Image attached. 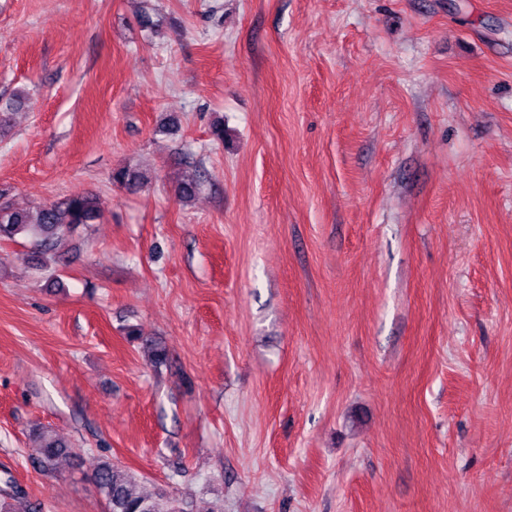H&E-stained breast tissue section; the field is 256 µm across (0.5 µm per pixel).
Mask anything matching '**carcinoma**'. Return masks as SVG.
Masks as SVG:
<instances>
[{
	"instance_id": "obj_1",
	"label": "carcinoma",
	"mask_w": 512,
	"mask_h": 512,
	"mask_svg": "<svg viewBox=\"0 0 512 512\" xmlns=\"http://www.w3.org/2000/svg\"><path fill=\"white\" fill-rule=\"evenodd\" d=\"M112 181L127 188L140 185L139 175L126 169L112 172ZM100 216L93 195L65 198L60 202L21 207L0 196V240L18 235L30 239L29 268L38 276L49 273L61 260L58 254L62 230L74 232ZM34 461L42 472H53L59 461L75 454L71 443L48 427L32 429ZM95 484L108 505V512H194V504L173 492L160 491L145 495L138 490L136 474L118 460L103 459L96 469ZM0 512H42L41 504L17 487L12 478L0 488Z\"/></svg>"
}]
</instances>
